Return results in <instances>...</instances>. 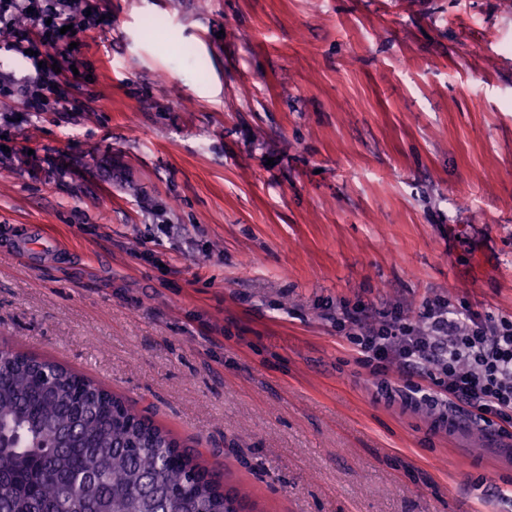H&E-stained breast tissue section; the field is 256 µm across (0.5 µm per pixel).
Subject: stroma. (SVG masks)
<instances>
[{"mask_svg":"<svg viewBox=\"0 0 512 512\" xmlns=\"http://www.w3.org/2000/svg\"><path fill=\"white\" fill-rule=\"evenodd\" d=\"M96 5L69 111L0 123V348L121 395L246 512H512V439L435 430L336 325L512 319V0Z\"/></svg>","mask_w":512,"mask_h":512,"instance_id":"stroma-1","label":"stroma"}]
</instances>
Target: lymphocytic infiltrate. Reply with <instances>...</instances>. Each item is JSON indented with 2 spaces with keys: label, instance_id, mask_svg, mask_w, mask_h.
Segmentation results:
<instances>
[{
  "label": "lymphocytic infiltrate",
  "instance_id": "1",
  "mask_svg": "<svg viewBox=\"0 0 512 512\" xmlns=\"http://www.w3.org/2000/svg\"><path fill=\"white\" fill-rule=\"evenodd\" d=\"M93 0H0V51L28 55L31 75L0 78V99L21 105L24 114L68 100L77 59L70 48L78 34L99 28ZM358 361L372 376L397 366L405 376L404 400L430 407L438 429L469 421L512 431V320L479 316L426 303L415 316L396 308L342 309Z\"/></svg>",
  "mask_w": 512,
  "mask_h": 512
}]
</instances>
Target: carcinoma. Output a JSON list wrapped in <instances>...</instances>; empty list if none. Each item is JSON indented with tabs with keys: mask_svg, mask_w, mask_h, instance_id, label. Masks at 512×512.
<instances>
[{
	"mask_svg": "<svg viewBox=\"0 0 512 512\" xmlns=\"http://www.w3.org/2000/svg\"><path fill=\"white\" fill-rule=\"evenodd\" d=\"M224 470L120 396L0 348V512H242Z\"/></svg>",
	"mask_w": 512,
	"mask_h": 512,
	"instance_id": "obj_1",
	"label": "carcinoma"
}]
</instances>
